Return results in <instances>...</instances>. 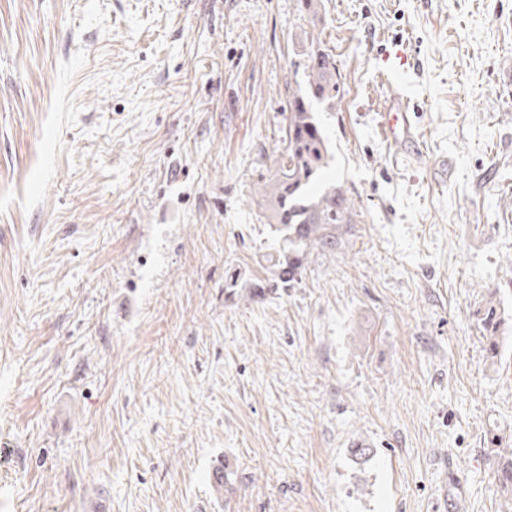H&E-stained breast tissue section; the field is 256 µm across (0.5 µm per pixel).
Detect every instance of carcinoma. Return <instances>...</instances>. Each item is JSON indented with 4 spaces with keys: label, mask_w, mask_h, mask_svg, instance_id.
Segmentation results:
<instances>
[{
    "label": "carcinoma",
    "mask_w": 512,
    "mask_h": 512,
    "mask_svg": "<svg viewBox=\"0 0 512 512\" xmlns=\"http://www.w3.org/2000/svg\"><path fill=\"white\" fill-rule=\"evenodd\" d=\"M307 82L303 89L289 95L288 123L274 170L258 187L265 219L275 233L279 247L265 255L269 276L250 285L242 282L239 272L227 273L224 292L231 298L240 287H248L252 300L291 288L300 280L314 249L334 251L339 245L338 230L352 223L354 202L341 185L324 179L333 160L329 140L315 113L314 106L336 111L341 99V76L335 59L311 41L305 49ZM483 348L489 357L500 353L499 331L503 319L489 304L481 310ZM502 491L512 495V457L497 469Z\"/></svg>",
    "instance_id": "carcinoma-1"
}]
</instances>
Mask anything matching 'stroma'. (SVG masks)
<instances>
[{
    "mask_svg": "<svg viewBox=\"0 0 512 512\" xmlns=\"http://www.w3.org/2000/svg\"><path fill=\"white\" fill-rule=\"evenodd\" d=\"M322 3L0 0V512H445L448 464L454 512H512V0ZM314 38L356 215L230 301ZM400 88L414 158L378 128ZM481 313L482 315L479 320L483 332V348L489 357L495 358L500 353L501 336L498 335L503 319L498 314L496 307L491 303L478 312V314Z\"/></svg>",
    "mask_w": 512,
    "mask_h": 512,
    "instance_id": "stroma-1",
    "label": "stroma"
}]
</instances>
